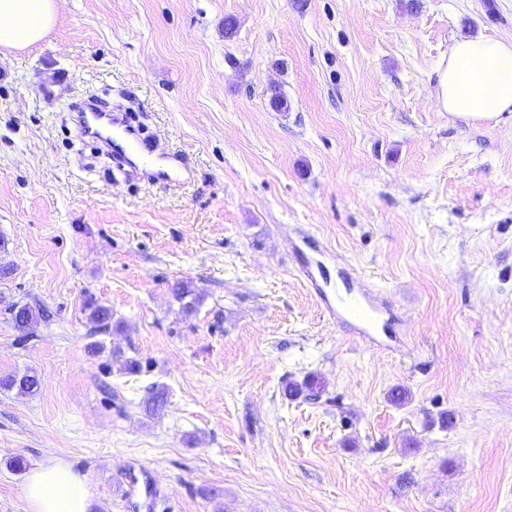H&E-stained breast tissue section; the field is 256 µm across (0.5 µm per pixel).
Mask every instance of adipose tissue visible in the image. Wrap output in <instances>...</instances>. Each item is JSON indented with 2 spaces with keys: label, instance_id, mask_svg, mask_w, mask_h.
Wrapping results in <instances>:
<instances>
[{
  "label": "adipose tissue",
  "instance_id": "adipose-tissue-1",
  "mask_svg": "<svg viewBox=\"0 0 512 512\" xmlns=\"http://www.w3.org/2000/svg\"><path fill=\"white\" fill-rule=\"evenodd\" d=\"M60 0H0V47L19 50L41 41L53 26ZM449 115L493 120L512 112V42L483 37L454 40L439 77ZM91 477L70 464H34L22 484L27 512H91Z\"/></svg>",
  "mask_w": 512,
  "mask_h": 512
}]
</instances>
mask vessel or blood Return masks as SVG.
<instances>
[{
  "label": "vessel or blood",
  "instance_id": "obj_1",
  "mask_svg": "<svg viewBox=\"0 0 512 512\" xmlns=\"http://www.w3.org/2000/svg\"><path fill=\"white\" fill-rule=\"evenodd\" d=\"M76 128L81 138L99 143L110 151L127 177L139 174L134 155L140 154L145 143L139 128L132 125L127 113L77 110ZM322 301L331 318L343 322L354 333L379 339L392 336L393 330L382 319L385 301L368 289H360L356 301L323 295Z\"/></svg>",
  "mask_w": 512,
  "mask_h": 512
}]
</instances>
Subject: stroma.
<instances>
[{
    "instance_id": "35a3bbf8",
    "label": "stroma",
    "mask_w": 512,
    "mask_h": 512,
    "mask_svg": "<svg viewBox=\"0 0 512 512\" xmlns=\"http://www.w3.org/2000/svg\"><path fill=\"white\" fill-rule=\"evenodd\" d=\"M477 35L512 42V0H66L0 54V294L37 314L0 304V378L40 381L0 388V512L18 458L90 474L94 512H512V114L438 102ZM87 98L175 176L124 179ZM355 276L391 347L325 312Z\"/></svg>"
}]
</instances>
